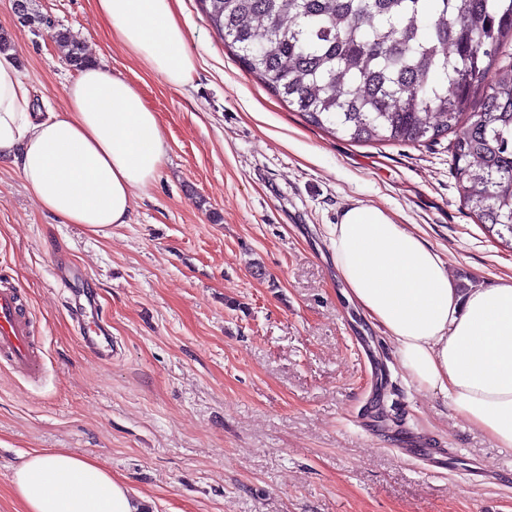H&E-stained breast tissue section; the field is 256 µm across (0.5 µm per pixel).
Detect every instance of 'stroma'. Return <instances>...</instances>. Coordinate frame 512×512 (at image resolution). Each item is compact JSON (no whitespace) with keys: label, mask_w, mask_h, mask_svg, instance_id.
Here are the masks:
<instances>
[{"label":"stroma","mask_w":512,"mask_h":512,"mask_svg":"<svg viewBox=\"0 0 512 512\" xmlns=\"http://www.w3.org/2000/svg\"><path fill=\"white\" fill-rule=\"evenodd\" d=\"M0 0V34L44 118L74 73L54 37L131 81L167 150L129 221L94 233L43 210L0 162V286H21L44 352L36 383L0 362V512L26 454L65 450L149 512H512V448L419 388L385 333L347 302L328 227L359 201L438 252L459 288L512 274V248L461 203L450 139L353 143L251 76L198 0L180 17L185 87L111 39L94 0ZM80 267L121 353L81 347L54 277Z\"/></svg>","instance_id":"obj_1"}]
</instances>
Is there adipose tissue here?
Listing matches in <instances>:
<instances>
[{"label":"adipose tissue","instance_id":"adipose-tissue-1","mask_svg":"<svg viewBox=\"0 0 512 512\" xmlns=\"http://www.w3.org/2000/svg\"><path fill=\"white\" fill-rule=\"evenodd\" d=\"M179 2L94 0L112 39L175 88L197 65ZM31 104L12 53H0V157L64 223L95 232L127 223L132 196L154 180L166 154L141 93L92 59L71 79L62 114L41 120ZM329 236L349 300L386 331L411 379L512 448V275L461 292L436 251L383 209L359 202ZM11 484L22 512H143L109 472L63 450L32 452Z\"/></svg>","mask_w":512,"mask_h":512}]
</instances>
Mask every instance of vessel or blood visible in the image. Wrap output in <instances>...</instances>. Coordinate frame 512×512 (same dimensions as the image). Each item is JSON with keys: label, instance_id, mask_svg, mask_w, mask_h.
Returning a JSON list of instances; mask_svg holds the SVG:
<instances>
[{"label": "vessel or blood", "instance_id": "obj_1", "mask_svg": "<svg viewBox=\"0 0 512 512\" xmlns=\"http://www.w3.org/2000/svg\"><path fill=\"white\" fill-rule=\"evenodd\" d=\"M67 305L69 312L88 314L96 320L95 326L84 325L78 329L83 349L100 361H111L113 338L98 321L101 311L94 295L71 292ZM0 360L33 382L39 381L44 374V358L25 315L21 290L11 285L0 288Z\"/></svg>", "mask_w": 512, "mask_h": 512}]
</instances>
